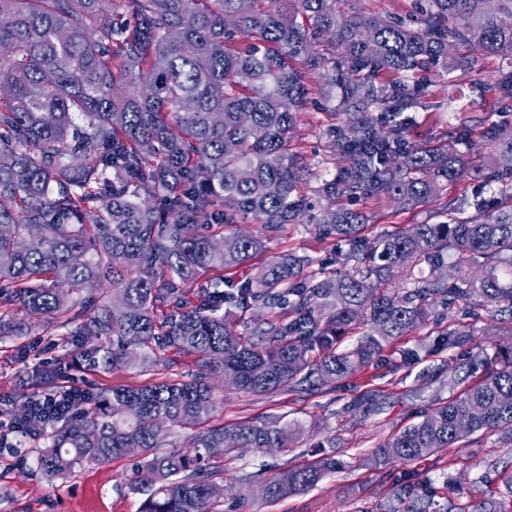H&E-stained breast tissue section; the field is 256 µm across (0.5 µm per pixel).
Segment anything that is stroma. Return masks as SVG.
I'll return each instance as SVG.
<instances>
[{
  "label": "stroma",
  "mask_w": 512,
  "mask_h": 512,
  "mask_svg": "<svg viewBox=\"0 0 512 512\" xmlns=\"http://www.w3.org/2000/svg\"><path fill=\"white\" fill-rule=\"evenodd\" d=\"M512 72V56L475 52L471 67L448 76H429L427 92L439 106L415 113L409 128L410 143H422L442 134L463 129L476 117L486 125L512 130V86L504 76ZM335 97L312 93L309 104L297 115L290 142L310 171L306 188L314 190L321 180L332 178L336 159L326 131L340 120ZM363 210L373 213L375 223L367 235L392 229L396 224H419L429 217L428 209L395 211L380 198L366 199ZM334 245L318 242L310 225L289 224L267 243L265 251L252 261L260 267L270 257L286 253L309 255L315 267L335 266ZM465 322L470 342L407 366L399 361L404 350L427 341V329H420L388 346L378 365L349 379L340 390L328 386H303L296 392L257 395L239 392L218 384L222 402L213 422L232 425L252 419L258 422L278 418L285 422L320 421L335 435L332 453L341 468L327 473L313 487L266 502L256 487L239 486L237 501H225L224 512H387V492L396 477L411 474L415 482L435 490L445 512H474L477 504L499 498L503 476L512 472V440L500 434H477L462 438L453 448L413 462L398 459L376 465V452L393 433L418 421L432 405L455 397L468 383L481 376V369L469 366L470 354L478 349L493 350L501 343L498 321L486 314L464 316L452 308L444 324ZM55 353L47 336L0 337V400L20 398L21 384L43 361ZM195 358L179 356L173 367L121 368L111 371L84 370L75 361L70 375L78 383L96 388L139 387L164 378L178 379L193 368ZM318 435L304 438L288 452H259L241 448L224 458V478L233 480L246 474L280 472L316 460ZM26 463H16L0 453V512H138L144 499L129 484L136 460L118 457L103 464L76 466L63 479L49 480L41 475L34 445H27Z\"/></svg>",
  "instance_id": "obj_1"
}]
</instances>
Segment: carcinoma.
Instances as JSON below:
<instances>
[{"instance_id": "obj_1", "label": "carcinoma", "mask_w": 512, "mask_h": 512, "mask_svg": "<svg viewBox=\"0 0 512 512\" xmlns=\"http://www.w3.org/2000/svg\"><path fill=\"white\" fill-rule=\"evenodd\" d=\"M346 2L0 0V336L23 335L16 307L42 335L68 329L22 399L56 390L74 352L94 370L196 357L187 381L89 389L62 420L4 403L33 440L49 441L37 457L47 478L132 455L152 475L140 512H224L235 484L213 462L288 448L317 424H211L213 377L255 394L339 388L426 325L435 303L509 312L494 354L472 353L474 365L496 368L389 438L379 457L422 459L453 447L460 428L512 438V185L502 200L448 197L473 170L479 140L494 143L484 181L512 176V131L477 120L459 133L465 151L407 142L411 113L436 107L423 74L468 66L469 56L449 55L448 38L512 55V0L482 10L477 0H416L406 16H364ZM313 79L339 92L342 118L329 130L337 173L310 199L289 132ZM369 197L428 207L430 219L368 238L355 204ZM302 216L318 239L347 246L335 270L308 274L312 258L282 254L233 278ZM247 221L266 235L236 229ZM422 264L412 287L392 286L395 270ZM103 281L112 290L100 298L69 296ZM355 332L357 344L338 349ZM468 342L466 329L440 327L404 361ZM159 423L201 426L193 451L165 450ZM336 466L323 458L242 480H259L274 503ZM391 496L404 512H438L434 491L409 477Z\"/></svg>"}]
</instances>
